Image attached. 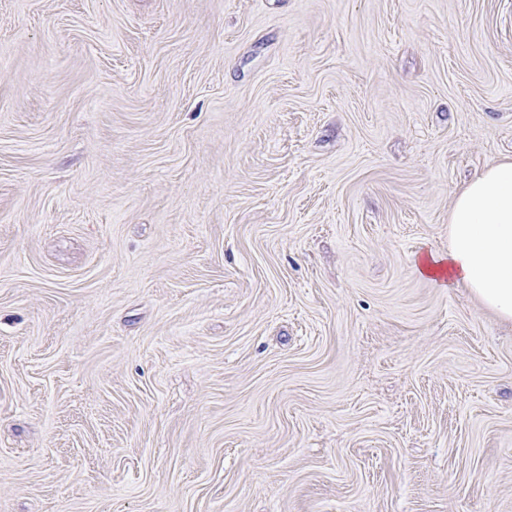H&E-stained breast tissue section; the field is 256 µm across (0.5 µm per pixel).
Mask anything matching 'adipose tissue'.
<instances>
[{
	"instance_id": "1",
	"label": "adipose tissue",
	"mask_w": 512,
	"mask_h": 512,
	"mask_svg": "<svg viewBox=\"0 0 512 512\" xmlns=\"http://www.w3.org/2000/svg\"><path fill=\"white\" fill-rule=\"evenodd\" d=\"M448 239L449 281L512 321V161L488 167L457 193Z\"/></svg>"
}]
</instances>
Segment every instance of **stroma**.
Listing matches in <instances>:
<instances>
[{"mask_svg": "<svg viewBox=\"0 0 512 512\" xmlns=\"http://www.w3.org/2000/svg\"><path fill=\"white\" fill-rule=\"evenodd\" d=\"M505 158L512 0H0V512H512ZM448 239V282L512 321V161L488 167L456 194Z\"/></svg>", "mask_w": 512, "mask_h": 512, "instance_id": "35a3bbf8", "label": "stroma"}]
</instances>
